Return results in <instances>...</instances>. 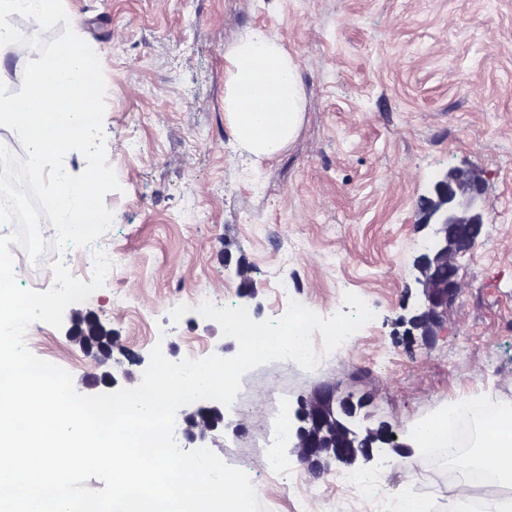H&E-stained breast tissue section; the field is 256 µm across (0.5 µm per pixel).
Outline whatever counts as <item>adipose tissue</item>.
I'll use <instances>...</instances> for the list:
<instances>
[{
    "label": "adipose tissue",
    "instance_id": "1",
    "mask_svg": "<svg viewBox=\"0 0 512 512\" xmlns=\"http://www.w3.org/2000/svg\"><path fill=\"white\" fill-rule=\"evenodd\" d=\"M224 119L248 153L272 158L297 135L306 101L293 58L267 34L249 30L224 54ZM479 465L512 480V406L484 421Z\"/></svg>",
    "mask_w": 512,
    "mask_h": 512
}]
</instances>
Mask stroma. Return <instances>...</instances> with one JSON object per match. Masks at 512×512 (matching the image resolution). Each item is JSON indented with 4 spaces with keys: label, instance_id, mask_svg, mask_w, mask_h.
Segmentation results:
<instances>
[{
    "label": "stroma",
    "instance_id": "35a3bbf8",
    "mask_svg": "<svg viewBox=\"0 0 512 512\" xmlns=\"http://www.w3.org/2000/svg\"><path fill=\"white\" fill-rule=\"evenodd\" d=\"M72 29L98 55L106 81V156L121 185L106 195L113 222L100 242L112 268L79 303L117 338L113 362L148 356L155 341L175 360L234 356L219 324L169 312L208 289L217 306L253 320L281 317L280 281L298 285L321 315L362 298L375 318L316 369L271 361L241 379L237 416L224 419L218 456L245 466L264 512H399L403 496L427 512H470L418 425L474 398L512 405V0H63ZM259 28L294 59L306 109L275 158L243 152L224 120L225 48ZM485 180L482 235L461 260L464 288L431 344L411 341L403 318L421 294L413 260L424 232L417 202L448 168ZM19 285L43 292L52 264L87 269L88 248L47 249L38 272L12 247ZM251 270L242 295L238 266ZM38 357L93 394L97 368L66 328L30 324ZM324 383L369 397L373 422L404 445L389 462L359 464L379 476L384 505L353 503L332 475L296 488L270 480L260 431L269 406L296 412Z\"/></svg>",
    "mask_w": 512,
    "mask_h": 512
}]
</instances>
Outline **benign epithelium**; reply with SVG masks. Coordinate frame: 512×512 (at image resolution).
<instances>
[{"label":"benign epithelium","mask_w":512,"mask_h":512,"mask_svg":"<svg viewBox=\"0 0 512 512\" xmlns=\"http://www.w3.org/2000/svg\"><path fill=\"white\" fill-rule=\"evenodd\" d=\"M484 182L474 171L455 166L435 183L429 196L420 198L417 224L431 229L427 245L415 258L416 283L422 289V302L408 323L429 341L450 306L461 292L459 259L471 251L484 226L479 201ZM68 335L76 339L97 366L112 358V331L105 329L97 314L77 313L71 319ZM291 453L305 465L314 479L334 464L350 468L358 459L372 461L383 457L385 447L403 448L385 424L373 428L360 407L336 398V386L324 384L310 395L298 416ZM183 436L187 442L204 443L224 427V409L213 401L183 413Z\"/></svg>","instance_id":"obj_1"}]
</instances>
